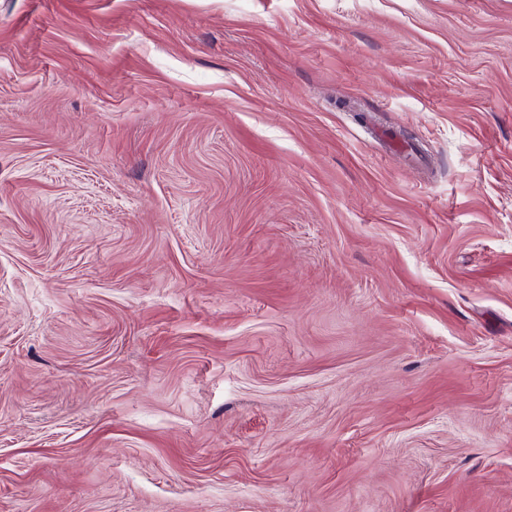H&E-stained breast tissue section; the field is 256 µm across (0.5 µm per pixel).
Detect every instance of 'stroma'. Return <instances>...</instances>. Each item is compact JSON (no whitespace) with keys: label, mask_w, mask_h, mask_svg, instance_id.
<instances>
[{"label":"stroma","mask_w":512,"mask_h":512,"mask_svg":"<svg viewBox=\"0 0 512 512\" xmlns=\"http://www.w3.org/2000/svg\"><path fill=\"white\" fill-rule=\"evenodd\" d=\"M0 512H512V0H0Z\"/></svg>","instance_id":"35a3bbf8"}]
</instances>
